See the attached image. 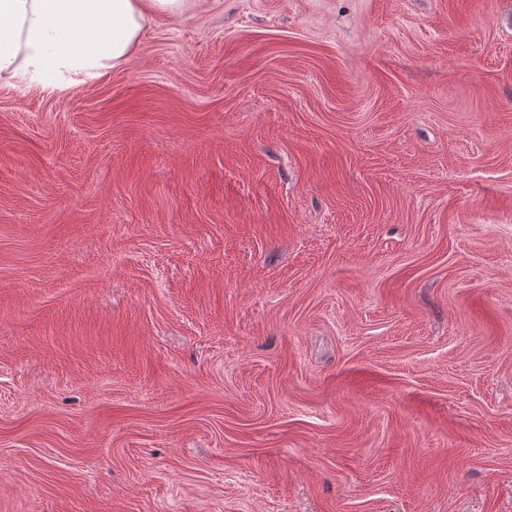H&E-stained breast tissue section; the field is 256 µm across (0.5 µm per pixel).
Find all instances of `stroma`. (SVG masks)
Instances as JSON below:
<instances>
[{
  "label": "stroma",
  "instance_id": "obj_1",
  "mask_svg": "<svg viewBox=\"0 0 512 512\" xmlns=\"http://www.w3.org/2000/svg\"><path fill=\"white\" fill-rule=\"evenodd\" d=\"M0 512H512V0L0 84Z\"/></svg>",
  "mask_w": 512,
  "mask_h": 512
}]
</instances>
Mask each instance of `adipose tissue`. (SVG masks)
<instances>
[{"label": "adipose tissue", "mask_w": 512, "mask_h": 512, "mask_svg": "<svg viewBox=\"0 0 512 512\" xmlns=\"http://www.w3.org/2000/svg\"><path fill=\"white\" fill-rule=\"evenodd\" d=\"M195 0H0V83L67 90L125 63L153 14Z\"/></svg>", "instance_id": "adipose-tissue-1"}]
</instances>
